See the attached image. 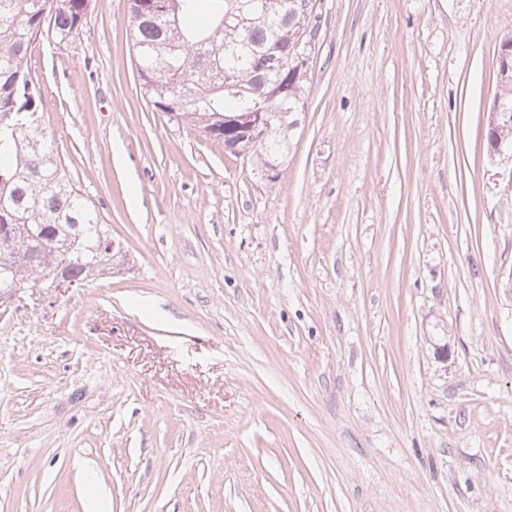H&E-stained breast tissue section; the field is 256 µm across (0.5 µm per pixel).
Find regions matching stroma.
<instances>
[{
  "mask_svg": "<svg viewBox=\"0 0 512 512\" xmlns=\"http://www.w3.org/2000/svg\"><path fill=\"white\" fill-rule=\"evenodd\" d=\"M276 183L148 109L129 0L29 65L111 276L0 303V512H512V0H317ZM448 346L449 359L438 355ZM497 77L499 85L512 82V38L501 41L497 50ZM498 93L499 95H496L492 101L489 112L488 132L491 140L495 138L498 130L512 125V106L505 103L501 98V96H504L512 102V84L501 87ZM489 137L487 136V141L490 146Z\"/></svg>",
  "mask_w": 512,
  "mask_h": 512,
  "instance_id": "35a3bbf8",
  "label": "stroma"
}]
</instances>
